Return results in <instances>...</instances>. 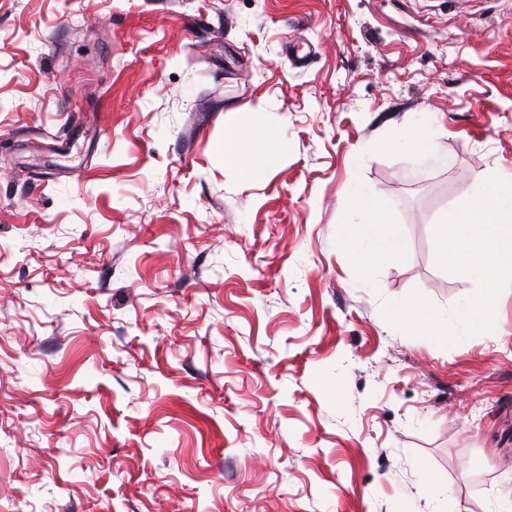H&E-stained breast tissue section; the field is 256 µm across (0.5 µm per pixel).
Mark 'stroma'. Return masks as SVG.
I'll use <instances>...</instances> for the list:
<instances>
[{"instance_id": "stroma-1", "label": "stroma", "mask_w": 512, "mask_h": 512, "mask_svg": "<svg viewBox=\"0 0 512 512\" xmlns=\"http://www.w3.org/2000/svg\"><path fill=\"white\" fill-rule=\"evenodd\" d=\"M510 173L512 0H0V512H501L512 287L383 307L475 293L435 226ZM434 145L432 132L427 127L422 126L399 143L398 147L419 153H431L434 151ZM352 220L347 223L340 238V247L351 263L359 269L394 258L405 257V239L402 225L391 224L382 201L364 187L352 191Z\"/></svg>"}]
</instances>
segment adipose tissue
Listing matches in <instances>:
<instances>
[{
  "label": "adipose tissue",
  "mask_w": 512,
  "mask_h": 512,
  "mask_svg": "<svg viewBox=\"0 0 512 512\" xmlns=\"http://www.w3.org/2000/svg\"><path fill=\"white\" fill-rule=\"evenodd\" d=\"M353 218L340 238V247L360 269L405 256L402 225L390 223L381 200L364 187L352 191Z\"/></svg>",
  "instance_id": "obj_1"
}]
</instances>
